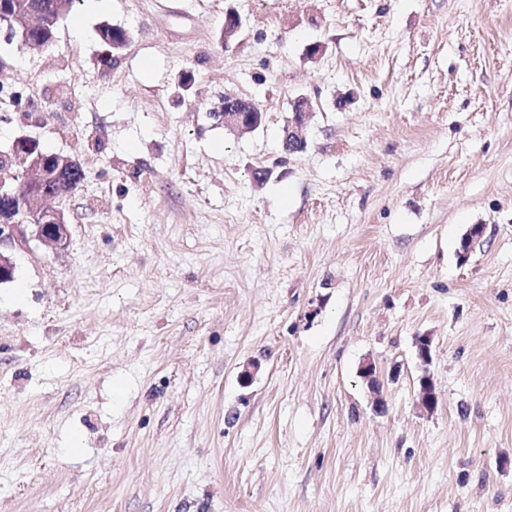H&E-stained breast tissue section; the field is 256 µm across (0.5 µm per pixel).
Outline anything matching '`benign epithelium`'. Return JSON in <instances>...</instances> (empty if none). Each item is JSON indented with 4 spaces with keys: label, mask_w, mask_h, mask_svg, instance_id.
I'll use <instances>...</instances> for the list:
<instances>
[{
    "label": "benign epithelium",
    "mask_w": 512,
    "mask_h": 512,
    "mask_svg": "<svg viewBox=\"0 0 512 512\" xmlns=\"http://www.w3.org/2000/svg\"><path fill=\"white\" fill-rule=\"evenodd\" d=\"M69 8V0H0V28H5L8 40L18 39L20 47H33L32 29L39 21L52 24ZM259 107L235 95L224 96V106L217 113L224 128L237 133L251 132L259 127L255 119H244V113L257 112ZM312 105L309 99L299 98L293 103L292 118L284 127L282 147L288 153L305 147L303 136ZM14 161L0 169V284L13 279L15 261L10 248L18 245L30 248V243L61 249L68 241V225L59 209L50 207L52 201L71 197L79 184L70 174H84L74 159L43 152L39 143L30 137L17 138L13 146ZM484 226L473 224L461 239L463 249L459 257L467 259L473 245L482 237ZM420 377L418 379V406L425 413L437 410L439 399L428 366L432 360L433 338L428 334L416 338ZM360 377L376 396L375 404L382 408L383 383L376 366L368 362L361 367Z\"/></svg>",
    "instance_id": "obj_1"
}]
</instances>
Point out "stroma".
<instances>
[{"label":"stroma","mask_w":512,"mask_h":512,"mask_svg":"<svg viewBox=\"0 0 512 512\" xmlns=\"http://www.w3.org/2000/svg\"><path fill=\"white\" fill-rule=\"evenodd\" d=\"M0 90L85 173L0 285V512H512V0H77ZM259 107L248 100L235 95H225L224 106L217 113V116L224 122L225 129L232 132L243 133L251 132L260 125L254 118L247 122L244 119V112H259ZM311 111L312 105L307 98H299L293 103L292 118L284 127L282 138V147L288 149V154L299 152L305 147L303 132ZM415 345L421 372L418 379V406L422 412L433 413L439 404L438 395L428 370L432 360L433 338L428 334L417 336Z\"/></svg>","instance_id":"1"}]
</instances>
